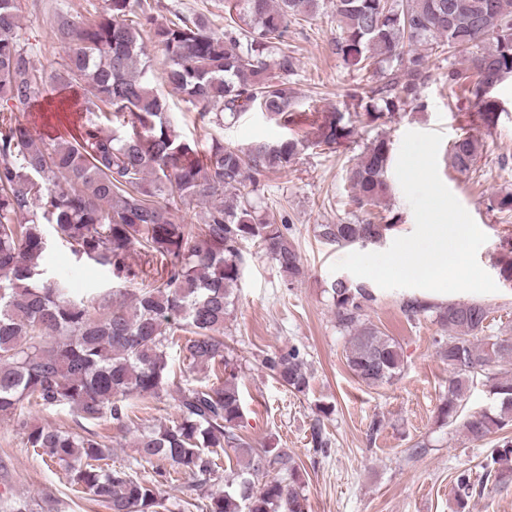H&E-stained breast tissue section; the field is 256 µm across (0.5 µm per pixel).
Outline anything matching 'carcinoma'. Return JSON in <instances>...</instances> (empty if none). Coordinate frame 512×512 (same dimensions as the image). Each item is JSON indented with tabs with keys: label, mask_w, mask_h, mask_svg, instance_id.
Listing matches in <instances>:
<instances>
[{
	"label": "carcinoma",
	"mask_w": 512,
	"mask_h": 512,
	"mask_svg": "<svg viewBox=\"0 0 512 512\" xmlns=\"http://www.w3.org/2000/svg\"><path fill=\"white\" fill-rule=\"evenodd\" d=\"M19 0H0V419L23 431L26 444L60 466L71 486L108 512H173L160 486L172 466L184 487L224 483L208 496L205 512H308L302 464L271 442L256 448L240 432L244 411L238 365L224 342L234 306L243 247L257 245L288 285L306 269L284 224L261 213V177L286 172L307 146L299 139L257 141L247 147L213 141L201 153L178 131L152 82L143 27L161 46L165 81L206 125H224L253 108L277 123L296 117L297 92L288 79L297 58L278 47L288 24L306 21L320 0H224V34L200 13L158 21L151 0H105L89 19L59 10L54 39L66 50L63 71L43 79L19 24ZM339 34L332 51L357 70L380 75L362 105L375 122L386 114L423 107L428 75L422 48L436 47L461 66L448 69L477 118L490 124L496 104L480 97L485 79L512 77V0H330ZM139 12L141 21L128 19ZM46 104L43 126L80 115L69 138L35 134L21 116ZM356 133L339 112L317 124L312 144L330 152ZM484 144L465 132L452 144L449 165L475 169ZM390 142L366 147L346 173L357 208L386 203ZM207 200L198 225L185 224L181 205ZM394 219L317 224L325 244L381 242ZM64 244L77 261L106 268L142 288L78 293L64 275L46 276L51 244ZM150 269H136L133 253ZM336 328L348 335L346 365L369 387L401 373L397 341L366 318L375 300L364 283L326 285ZM409 318L430 313L443 331L436 354L448 365V396L439 407L454 423L468 383H492L499 405L467 416L473 442L502 437L487 458V474L512 478V337L485 336L488 310L477 301L402 302ZM188 367L220 370L219 382L180 391L171 425L135 429L145 479L105 460L99 434L30 426L28 407L70 409L85 422H112L130 430L131 398L166 392L171 349ZM261 365L288 390L305 393L312 373L306 354L290 345L262 356ZM233 453L237 469L223 477L219 454ZM458 507L475 492L470 474L456 476Z\"/></svg>",
	"instance_id": "carcinoma-1"
}]
</instances>
